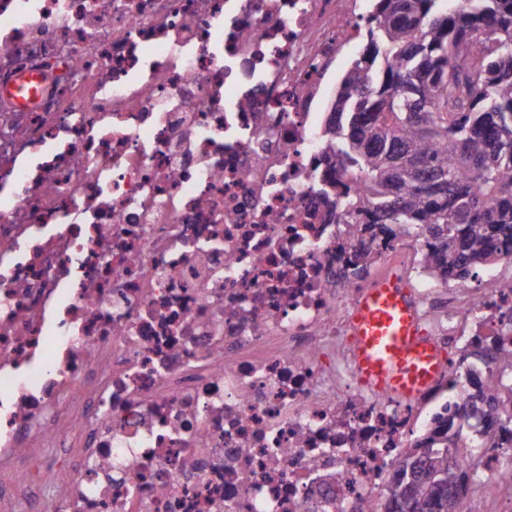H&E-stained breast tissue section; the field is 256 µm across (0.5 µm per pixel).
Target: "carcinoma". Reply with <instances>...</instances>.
Returning a JSON list of instances; mask_svg holds the SVG:
<instances>
[{
  "label": "carcinoma",
  "instance_id": "carcinoma-1",
  "mask_svg": "<svg viewBox=\"0 0 512 512\" xmlns=\"http://www.w3.org/2000/svg\"><path fill=\"white\" fill-rule=\"evenodd\" d=\"M372 20L323 130L326 161L364 183L339 219L363 243L413 228L430 276L470 279L512 245V0H374ZM409 458L424 472L396 471L388 512H478L447 443Z\"/></svg>",
  "mask_w": 512,
  "mask_h": 512
}]
</instances>
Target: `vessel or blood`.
Segmentation results:
<instances>
[{"mask_svg":"<svg viewBox=\"0 0 512 512\" xmlns=\"http://www.w3.org/2000/svg\"><path fill=\"white\" fill-rule=\"evenodd\" d=\"M350 328L353 369L359 383L371 391L412 399L424 393L443 369L444 355L424 333L398 273L362 292Z\"/></svg>","mask_w":512,"mask_h":512,"instance_id":"vessel-or-blood-1","label":"vessel or blood"}]
</instances>
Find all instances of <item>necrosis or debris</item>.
<instances>
[{
  "label": "necrosis or debris",
  "instance_id": "1",
  "mask_svg": "<svg viewBox=\"0 0 512 512\" xmlns=\"http://www.w3.org/2000/svg\"><path fill=\"white\" fill-rule=\"evenodd\" d=\"M370 0H0V512H383L453 439L512 457V293L412 298L445 366L358 384L362 291L421 237L360 242L318 188L323 104ZM40 80L21 106L22 77Z\"/></svg>",
  "mask_w": 512,
  "mask_h": 512
}]
</instances>
